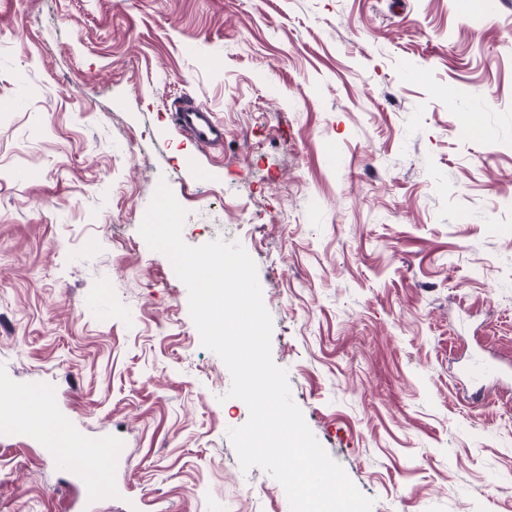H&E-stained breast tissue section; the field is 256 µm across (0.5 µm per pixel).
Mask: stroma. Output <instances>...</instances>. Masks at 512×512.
<instances>
[{"label": "stroma", "mask_w": 512, "mask_h": 512, "mask_svg": "<svg viewBox=\"0 0 512 512\" xmlns=\"http://www.w3.org/2000/svg\"><path fill=\"white\" fill-rule=\"evenodd\" d=\"M162 180L188 245L254 260L272 359L372 512H512V0H0V374L124 440L143 512H291L139 233ZM44 453L0 440V512H78ZM176 127L188 134L194 143L204 149L224 140L223 127L213 120L212 113L190 98L174 105Z\"/></svg>", "instance_id": "35a3bbf8"}]
</instances>
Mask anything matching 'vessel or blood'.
<instances>
[{
	"label": "vessel or blood",
	"mask_w": 512,
	"mask_h": 512,
	"mask_svg": "<svg viewBox=\"0 0 512 512\" xmlns=\"http://www.w3.org/2000/svg\"><path fill=\"white\" fill-rule=\"evenodd\" d=\"M177 128L204 149L223 141L224 129L211 112L192 99L173 108ZM22 434L46 448L52 463L66 471L82 492L84 502L93 503L118 496L114 479L117 467L127 455L124 444L104 435L83 437L65 416L50 417L33 403L27 392L6 378H0V436Z\"/></svg>",
	"instance_id": "vessel-or-blood-1"
}]
</instances>
